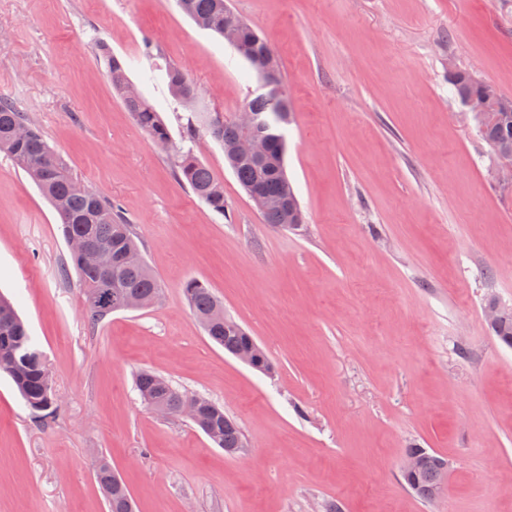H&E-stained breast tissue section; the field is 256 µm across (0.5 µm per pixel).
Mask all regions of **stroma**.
I'll list each match as a JSON object with an SVG mask.
<instances>
[{
	"mask_svg": "<svg viewBox=\"0 0 512 512\" xmlns=\"http://www.w3.org/2000/svg\"><path fill=\"white\" fill-rule=\"evenodd\" d=\"M281 64L287 171L305 212L266 224L157 77L181 67L198 109L233 118L260 79L176 0H0V98L13 101L133 226L164 297L91 324L57 215L0 153V292L47 359L59 404L34 418L0 373V512H107V457L139 512H512V169L499 167L449 67L512 100V0H230ZM170 132L115 97L99 43ZM224 185L214 214L176 175L180 147ZM224 302L276 365L211 343L182 287ZM147 369L223 406L246 454L147 410ZM448 461L444 497L405 486L406 451ZM488 298L486 301L492 300ZM506 310L496 299L492 300L486 307L487 313H501ZM485 315V313H484ZM486 322L492 334L503 344L512 346V310L497 314L493 318L485 315Z\"/></svg>",
	"mask_w": 512,
	"mask_h": 512,
	"instance_id": "stroma-1",
	"label": "stroma"
}]
</instances>
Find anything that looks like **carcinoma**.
<instances>
[{
    "instance_id": "obj_1",
    "label": "carcinoma",
    "mask_w": 512,
    "mask_h": 512,
    "mask_svg": "<svg viewBox=\"0 0 512 512\" xmlns=\"http://www.w3.org/2000/svg\"><path fill=\"white\" fill-rule=\"evenodd\" d=\"M181 11L195 24L220 36L224 35V3L226 0H182ZM242 44L262 53L272 50L265 36L250 24L241 29ZM112 90L124 108L131 112L137 124L161 144L169 141L167 125L144 96L127 95L129 85L125 63L106 47H100ZM165 79L172 95L180 100L187 85L183 70L171 65ZM458 99L480 94L489 87L494 92L492 110L496 119L478 125L483 140L489 147L512 145V101L502 96L490 83L479 82L466 71L448 76ZM247 106L254 112L273 114L281 111L280 102L253 98ZM209 133L224 149V159L243 190L255 186L271 198L288 197L297 211H302L298 197L286 171V136H270L269 153L262 161H255L233 153L239 131L230 121L213 124V118L201 115ZM0 152L11 157L53 206L65 238L81 237L96 247H110L119 258L112 271L119 288L135 296L139 308L153 306L155 294L162 289L152 268L144 260L132 225L122 216L112 201L90 190L71 173L65 159L45 141L42 132L28 121L25 113L11 101L0 99ZM177 175L193 193L215 214L227 211L224 187L211 170L199 162L194 154L180 151ZM79 276L86 316L93 324L104 320L113 310L99 304V292L105 287L102 276L82 267L79 258L71 255ZM185 301L209 339L224 352L238 357L251 350L256 341L234 319L224 314V303L214 292L197 280L187 281L182 288ZM492 334L503 344L512 346V310L493 318H486ZM12 348L15 364L9 378L32 414L38 418L52 417L58 408L52 391V381L45 357L30 335L27 325L13 303L0 294V346ZM136 388L147 407L163 406L171 412L178 410L188 393L174 387L166 378L151 371H140L135 377ZM197 427L228 455H238L245 438L237 423L224 414V408L208 398H202ZM406 456L415 462V468L403 475L408 488L420 499L434 500L448 469L447 460L425 448H409ZM95 480L105 495L109 512H135L133 497L110 461L101 456L94 469Z\"/></svg>"
}]
</instances>
